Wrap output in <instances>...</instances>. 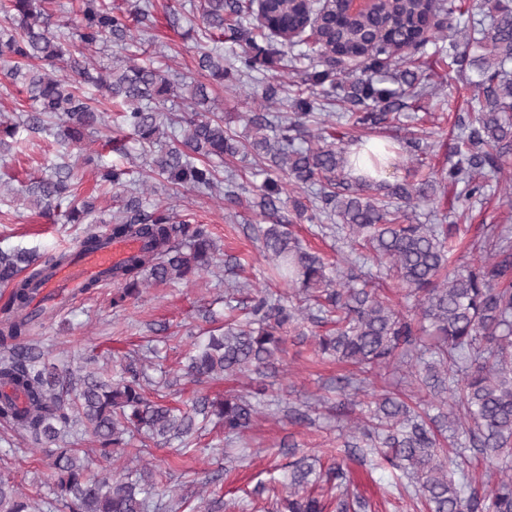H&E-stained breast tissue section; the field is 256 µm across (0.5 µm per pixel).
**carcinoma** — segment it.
<instances>
[{"instance_id":"obj_1","label":"carcinoma","mask_w":512,"mask_h":512,"mask_svg":"<svg viewBox=\"0 0 512 512\" xmlns=\"http://www.w3.org/2000/svg\"><path fill=\"white\" fill-rule=\"evenodd\" d=\"M465 0H381L375 13L346 20L324 12L319 0H203L205 33L216 46L198 52L199 72L220 83L288 64L317 54L320 64L302 71L289 99L290 112L273 122L253 114L247 123L253 135L241 142L224 130V117L209 109L208 86L196 83L187 93L170 82L165 70L151 60L119 63L109 70L94 67L87 52L108 43L118 45L131 34V22L149 26L152 0H136L127 12L106 0H80L79 20L71 36L47 12L44 0H0V61L12 83L22 85L32 102L22 124L0 121V155L17 142L19 126L52 133L56 142L76 152L77 160L94 171L97 181L126 191L123 206L112 217L108 234L90 226L78 242L93 251L103 237L135 239L141 248L112 268L108 280L120 284L112 297L119 308L140 288L189 282L209 268L215 251L204 224L179 220L170 209L145 196L142 185L121 166L101 164L87 150L85 139L103 123L102 101L82 86L97 88L123 107V123L142 148L160 146L152 168L176 186L214 189L221 180L211 159L251 151L266 158L274 173L260 186L259 215L265 224L254 227L277 278L289 291L273 297L259 289L248 317L229 322L193 344L185 373L199 385L222 377L262 374L285 352V329L307 321L317 327L332 324L324 334L311 332L315 350L353 366L366 383L393 366L406 369L420 386L438 389L453 399L458 414L437 416L412 409L397 393L375 401L369 424L350 427L346 446H365L384 455L412 483L428 512H512V240L488 235L472 265H452L450 254L458 229L454 224H414L409 212L420 206L437 209L436 181L427 176L375 186L351 179L341 144L317 136L316 147L296 148L291 132L306 133L308 123L325 110L324 102L344 89L340 77L371 72L352 84L347 99L359 110L347 111L352 124L376 127L402 107L397 92L381 74L401 79L423 95L427 84L406 67L401 46L412 54L430 45L459 37L488 53L478 61L455 59L458 72L469 80L465 63L477 66L472 82L479 105L464 124L465 150L443 180L462 183L468 197L483 195L485 171L502 170L501 157L512 152V0H493L491 23L474 19ZM468 16L459 23L458 19ZM288 25L301 36L278 38L272 25ZM236 48L224 55V32ZM182 100L190 112L173 118L168 101ZM184 125L175 144L162 145L165 127ZM73 169L54 166V172L25 186L27 200L50 216L71 195ZM316 187V211L335 217L346 238L367 249L397 283L417 299L409 317L395 308L373 280H363L347 259L330 264L303 248L287 229L281 214L294 188ZM94 210L85 200L66 214L81 224ZM74 256L54 251L38 260L24 252H0V287L10 289L0 306V425L36 445L51 460L54 482L49 497L37 502L18 492L12 480L0 475V512H159L160 494L153 471L140 465L152 446L176 441L182 452L195 447L206 423L224 428L230 437L244 434L259 414L250 399L227 392L224 398L205 395L181 408L147 393L146 379L130 359L117 378L103 380L93 372L62 368L49 362L33 343L45 310L32 306L35 280ZM450 420L454 456L440 457L441 420ZM90 439L92 453L67 447L74 431ZM128 456L119 476L95 474L89 459L112 462ZM480 455L499 470L500 478L481 495L465 468L467 454ZM310 466L299 463L281 482L276 512H324L321 499L304 494L319 481ZM361 497L336 498V512H364Z\"/></svg>"}]
</instances>
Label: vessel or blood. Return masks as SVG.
Segmentation results:
<instances>
[{"mask_svg":"<svg viewBox=\"0 0 512 512\" xmlns=\"http://www.w3.org/2000/svg\"><path fill=\"white\" fill-rule=\"evenodd\" d=\"M139 247V242L133 239L120 242L108 240L94 252L77 254L73 261L57 267L37 284L36 300L52 298L60 304H69L80 295L87 280L104 276Z\"/></svg>","mask_w":512,"mask_h":512,"instance_id":"vessel-or-blood-1","label":"vessel or blood"}]
</instances>
